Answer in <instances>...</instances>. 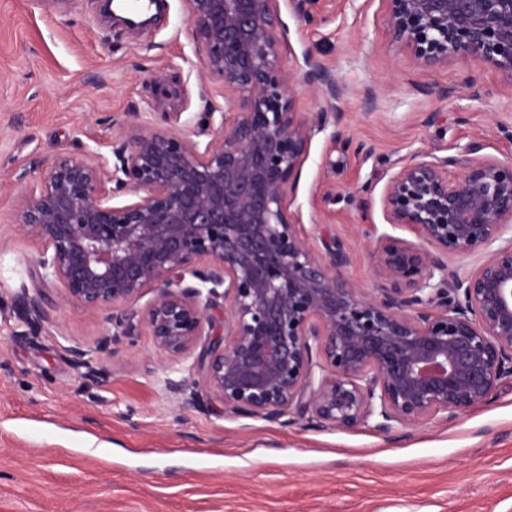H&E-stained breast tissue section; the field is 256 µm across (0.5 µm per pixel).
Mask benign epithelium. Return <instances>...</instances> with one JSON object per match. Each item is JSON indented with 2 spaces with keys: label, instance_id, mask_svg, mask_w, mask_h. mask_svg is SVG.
Here are the masks:
<instances>
[{
  "label": "benign epithelium",
  "instance_id": "7a95c632",
  "mask_svg": "<svg viewBox=\"0 0 512 512\" xmlns=\"http://www.w3.org/2000/svg\"><path fill=\"white\" fill-rule=\"evenodd\" d=\"M302 26L325 21L301 0ZM208 74L235 112L205 146L173 130L119 136L112 168L81 153L46 164L17 199L32 263L67 302L106 312L108 352L145 328L163 369L194 358L196 375L165 388L185 407L218 401L238 418L350 430L454 419L512 380V158L479 156L464 171L416 155L390 177L373 255L383 286L348 280L344 246H318L286 203L316 133L339 122L343 86L306 58L303 80L326 106L294 109L288 24L280 0H185ZM392 41L429 69L452 60L493 66L512 84V0H386ZM132 192L123 205L108 201ZM476 258L464 276L448 260ZM155 293L133 321L129 307ZM45 294L23 291L33 327ZM87 376L104 377L69 348Z\"/></svg>",
  "mask_w": 512,
  "mask_h": 512
}]
</instances>
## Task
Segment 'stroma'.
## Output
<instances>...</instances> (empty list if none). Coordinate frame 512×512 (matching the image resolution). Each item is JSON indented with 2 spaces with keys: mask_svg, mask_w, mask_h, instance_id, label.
Wrapping results in <instances>:
<instances>
[{
  "mask_svg": "<svg viewBox=\"0 0 512 512\" xmlns=\"http://www.w3.org/2000/svg\"><path fill=\"white\" fill-rule=\"evenodd\" d=\"M289 27L285 61L329 67L345 88L338 127L317 133L289 209L305 232L340 240L346 276L380 284L370 228L386 223L379 192L416 154L458 158L470 144L512 157V85L489 64L424 70L393 44L383 0H332L329 18ZM451 88L449 97L440 89ZM231 106L192 36L184 0H159L158 21L131 31L105 22L98 0H0V512H512V384L456 419H430L390 439L226 417L221 403L180 411L149 336L95 352L104 316L76 307L38 278L35 245L18 228V196L36 187L34 160L63 151L112 163L128 126L174 129L207 143L202 128ZM342 131L365 146L343 153ZM371 184L375 195L362 194ZM46 294V319L30 331L22 289ZM92 349L104 382L86 380L69 349Z\"/></svg>",
  "mask_w": 512,
  "mask_h": 512,
  "instance_id": "35a3bbf8",
  "label": "stroma"
}]
</instances>
